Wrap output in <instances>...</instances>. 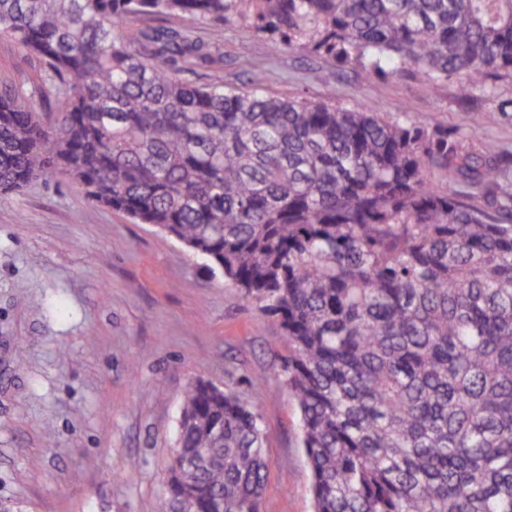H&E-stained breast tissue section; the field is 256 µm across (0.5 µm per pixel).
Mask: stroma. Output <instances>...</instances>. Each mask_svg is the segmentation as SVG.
<instances>
[{
	"label": "stroma",
	"instance_id": "obj_1",
	"mask_svg": "<svg viewBox=\"0 0 512 512\" xmlns=\"http://www.w3.org/2000/svg\"><path fill=\"white\" fill-rule=\"evenodd\" d=\"M224 48L194 83L253 74L281 98L368 103L455 131L471 153L512 155V76L431 94L404 74L363 79L325 55L272 53L249 24L193 23ZM47 64L0 36V92L36 111L59 96ZM483 113L474 123V113ZM288 341L207 261L150 224L90 201L63 171L0 194V504L11 512H158L186 389L204 381L262 415L270 489L262 512H312L300 413L277 375ZM139 467L130 470L128 462Z\"/></svg>",
	"mask_w": 512,
	"mask_h": 512
}]
</instances>
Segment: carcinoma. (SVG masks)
Segmentation results:
<instances>
[{
	"instance_id": "1",
	"label": "carcinoma",
	"mask_w": 512,
	"mask_h": 512,
	"mask_svg": "<svg viewBox=\"0 0 512 512\" xmlns=\"http://www.w3.org/2000/svg\"><path fill=\"white\" fill-rule=\"evenodd\" d=\"M250 20L429 91L512 75V0H0V35L62 95L0 94V192L59 168L205 258L288 339L313 512H512V157L446 128L228 87L190 28ZM160 512H260L262 415L194 383Z\"/></svg>"
}]
</instances>
